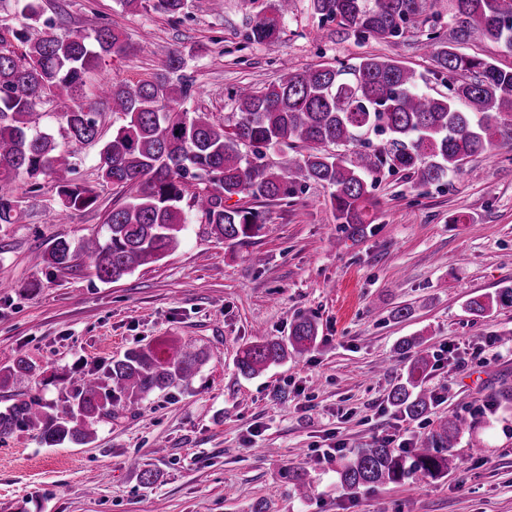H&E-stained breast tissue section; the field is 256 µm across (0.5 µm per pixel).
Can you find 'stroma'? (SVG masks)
Masks as SVG:
<instances>
[{
  "label": "stroma",
  "mask_w": 512,
  "mask_h": 512,
  "mask_svg": "<svg viewBox=\"0 0 512 512\" xmlns=\"http://www.w3.org/2000/svg\"><path fill=\"white\" fill-rule=\"evenodd\" d=\"M38 4L35 35L64 36L95 16L129 44L104 57L83 90L104 140L124 118L99 85L151 79L176 52L198 89L188 109L221 124L235 89L267 87L285 64L387 55L427 74V90L446 92L428 75L427 37L457 26L448 0H431L426 23L397 42H360L320 21L310 0H294L278 37L258 44L245 35L268 0H187L178 19L119 0ZM77 152L96 207L63 211L47 181L0 233V365L25 357L40 369L0 388V407L19 394L59 402L142 343L190 341L206 361L191 387L155 392L135 412L101 421L89 445L47 448L26 431L0 441V512H249L259 499L268 512H512V404L492 403L512 384V307L486 318L465 310L469 297L512 286V148L471 160L441 185L381 173L364 236L337 224L329 189L313 184L286 202H256L264 227L249 243L217 239L197 222L162 261L110 283L44 260L54 239L100 230L127 201L99 179L98 146ZM402 307L410 315L396 317ZM301 317L318 326L309 351L256 377L239 373L242 348L287 337ZM406 336L428 348L424 386L437 397L418 420L387 403L406 377L396 350ZM448 414L467 428L447 476L341 488L338 470L354 449L382 439L403 448ZM133 458L154 472L153 484ZM293 466L313 484L307 500L284 477Z\"/></svg>",
  "instance_id": "obj_1"
}]
</instances>
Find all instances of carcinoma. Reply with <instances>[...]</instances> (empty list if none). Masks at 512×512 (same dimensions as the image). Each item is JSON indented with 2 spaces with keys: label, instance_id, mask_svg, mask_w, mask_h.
Segmentation results:
<instances>
[{
  "label": "carcinoma",
  "instance_id": "1",
  "mask_svg": "<svg viewBox=\"0 0 512 512\" xmlns=\"http://www.w3.org/2000/svg\"><path fill=\"white\" fill-rule=\"evenodd\" d=\"M28 20L13 36L26 45L21 55L5 48L0 37V224L19 218L18 180L30 190L41 181L54 183L66 211L95 206L97 195L78 181L70 155L45 127V99L68 101L59 113L60 127L71 145L98 141L97 113L82 101L87 74L103 57L127 50L123 34L87 19L83 29L65 37L33 40L27 29L40 21L35 0H16ZM135 9L150 3L155 11L175 17L185 0H120ZM294 0H269L245 39L273 40ZM460 20L455 42L438 33L428 37L431 73L447 84L449 93L420 89L423 75L402 61L376 54L349 64L320 63L298 71L282 64L276 82L264 89L242 86L233 94L232 123L217 124L205 112H190L184 103L197 93L192 79L179 74L185 60L174 55L168 74L131 85L106 84L112 111L125 117L99 150L98 176L131 192L130 200L112 209L104 233H91L74 246L55 240L47 263L69 269L75 261L92 269L103 282H114L140 267L156 264L180 244L181 234L196 214L210 233L241 244L259 234L258 210L229 205L233 197L281 201L308 181L332 189L330 205L336 223L351 235L366 230L374 206L370 177L385 169L402 172L422 185L442 182L463 171L473 157L512 144V66L490 56H468L456 44L472 35L512 52V0H450ZM323 21L337 24L359 40L390 41L403 36L427 7V0H310ZM464 101L463 111L457 103ZM384 137L373 146L367 135ZM358 144L348 155L327 151L330 145ZM291 150L288 167L272 170L266 151ZM205 180L217 192H199L183 207L190 180ZM512 307V287L493 295H475L466 311L488 317L498 307ZM317 327L298 319L288 337L245 347L237 360L245 377L282 362L288 353H303L316 342ZM406 369L405 381L387 394L389 405L409 420L428 413L433 399L423 387L429 361L413 338L397 345ZM206 355L189 342L164 350L156 345L128 350L112 361L106 376L86 375L51 407L37 396L13 399L0 410V440L20 429L36 432L40 443L76 446L95 440L104 418L135 410L155 390L191 383ZM35 363L19 358L0 367V387L37 376ZM464 431L456 415L440 419L435 429L417 437L412 448L399 452L385 442L361 448L338 471L347 491L397 484L410 477L439 480L453 465L451 449ZM288 483L306 499L313 486L307 472L287 469Z\"/></svg>",
  "mask_w": 512,
  "mask_h": 512
}]
</instances>
